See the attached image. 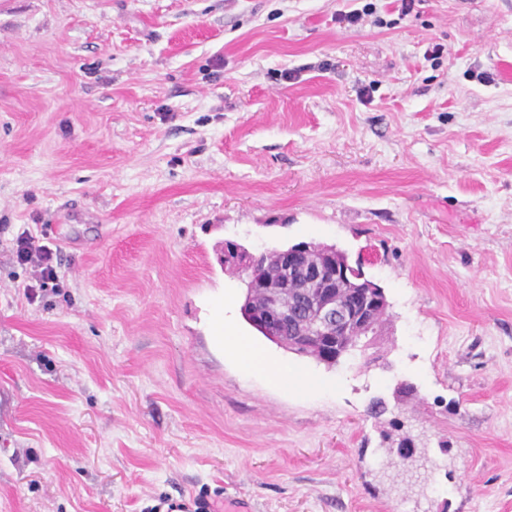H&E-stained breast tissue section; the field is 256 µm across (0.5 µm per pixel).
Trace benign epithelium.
Instances as JSON below:
<instances>
[{
  "label": "benign epithelium",
  "mask_w": 512,
  "mask_h": 512,
  "mask_svg": "<svg viewBox=\"0 0 512 512\" xmlns=\"http://www.w3.org/2000/svg\"><path fill=\"white\" fill-rule=\"evenodd\" d=\"M279 262L289 274L304 281L305 295L311 305L318 309L321 317L320 332L329 335L342 327L352 329L355 336L377 335L380 323L367 313V306L352 309L341 306L335 295L336 279L342 277L343 269L336 262V249L327 244L309 245L304 243L298 248H287L279 252ZM224 263L229 264L246 275V287L257 289L263 295L274 298L280 286L264 279L256 257L236 244H224ZM242 313L251 317V321L267 336L285 343L290 348H305L316 340V334L302 330L293 336L282 334V317L272 306L263 307L254 300L243 302Z\"/></svg>",
  "instance_id": "1"
}]
</instances>
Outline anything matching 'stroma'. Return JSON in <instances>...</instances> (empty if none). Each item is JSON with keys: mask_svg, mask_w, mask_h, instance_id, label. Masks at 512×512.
Here are the masks:
<instances>
[{"mask_svg": "<svg viewBox=\"0 0 512 512\" xmlns=\"http://www.w3.org/2000/svg\"><path fill=\"white\" fill-rule=\"evenodd\" d=\"M228 240L362 261L382 336L270 342ZM224 318L317 388L244 372ZM172 503L512 512V0H0V512ZM38 240L30 233L21 234L16 240V261L19 264H34L33 279L36 285H28L30 291L34 288L45 289L58 279L54 265L53 251L46 245H38Z\"/></svg>", "mask_w": 512, "mask_h": 512, "instance_id": "obj_1", "label": "stroma"}]
</instances>
